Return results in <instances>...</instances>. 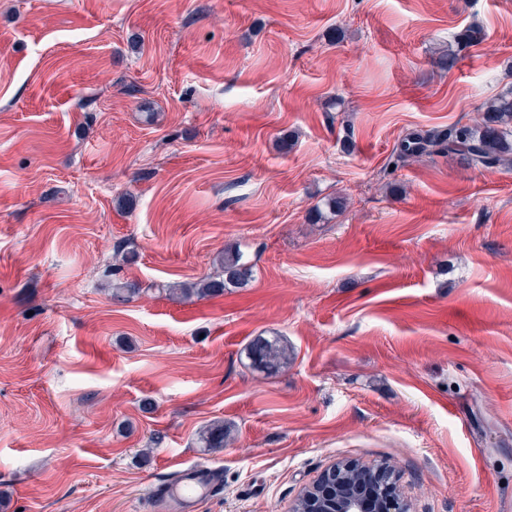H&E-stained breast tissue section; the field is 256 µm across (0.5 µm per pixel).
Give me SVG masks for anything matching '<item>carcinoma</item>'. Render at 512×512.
<instances>
[{
	"label": "carcinoma",
	"instance_id": "obj_1",
	"mask_svg": "<svg viewBox=\"0 0 512 512\" xmlns=\"http://www.w3.org/2000/svg\"><path fill=\"white\" fill-rule=\"evenodd\" d=\"M457 154L469 166L492 169L512 163V92L501 94L483 105L480 121L455 124L445 130L411 131L397 144L396 160L434 154ZM224 275L180 284L176 291L186 297L205 299L224 294L230 286L242 287L252 276V266L238 252L226 251L222 259ZM253 370L273 375L288 363V343L278 336H257L246 348ZM224 423L215 422L203 433L206 448L224 447Z\"/></svg>",
	"mask_w": 512,
	"mask_h": 512
}]
</instances>
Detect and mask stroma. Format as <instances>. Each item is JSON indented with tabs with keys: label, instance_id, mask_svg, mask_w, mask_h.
<instances>
[{
	"label": "stroma",
	"instance_id": "35a3bbf8",
	"mask_svg": "<svg viewBox=\"0 0 512 512\" xmlns=\"http://www.w3.org/2000/svg\"><path fill=\"white\" fill-rule=\"evenodd\" d=\"M507 92L512 0H0V512H160L192 464L195 512H292L342 460L512 512V167L393 154ZM227 248L246 287L169 296ZM246 357L253 370L273 375L288 363V343L279 336H257L247 345ZM214 486L212 470L190 465L180 470L175 483L169 487L158 488L156 493L172 506L171 510L192 512Z\"/></svg>",
	"mask_w": 512,
	"mask_h": 512
}]
</instances>
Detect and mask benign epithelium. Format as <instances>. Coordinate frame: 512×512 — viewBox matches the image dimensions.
Listing matches in <instances>:
<instances>
[{
  "instance_id": "7a95c632",
  "label": "benign epithelium",
  "mask_w": 512,
  "mask_h": 512,
  "mask_svg": "<svg viewBox=\"0 0 512 512\" xmlns=\"http://www.w3.org/2000/svg\"><path fill=\"white\" fill-rule=\"evenodd\" d=\"M352 467V463H338L316 482L322 496L336 499V512H408L391 468L376 466L368 473L367 479L380 486V489L372 490L343 478L342 471Z\"/></svg>"
}]
</instances>
